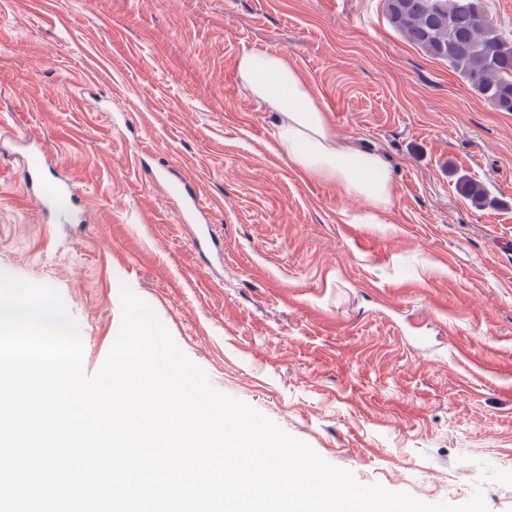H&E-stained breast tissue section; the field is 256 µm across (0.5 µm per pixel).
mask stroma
<instances>
[{"label":"stroma","instance_id":"obj_1","mask_svg":"<svg viewBox=\"0 0 512 512\" xmlns=\"http://www.w3.org/2000/svg\"><path fill=\"white\" fill-rule=\"evenodd\" d=\"M384 0H0V271L57 289L84 371L146 302L218 391L363 485L512 512V112L387 21ZM287 54L338 141L379 153L365 203L290 166L242 88ZM73 188L47 219L26 168ZM482 184L478 209L460 179ZM221 251L193 248L169 182ZM170 195L176 197L181 202L182 219L187 222L200 211L199 203L189 192V186L184 182H179L177 186L170 190Z\"/></svg>","mask_w":512,"mask_h":512}]
</instances>
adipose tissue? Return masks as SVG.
I'll return each mask as SVG.
<instances>
[{"instance_id":"ef3b65f1","label":"adipose tissue","mask_w":512,"mask_h":512,"mask_svg":"<svg viewBox=\"0 0 512 512\" xmlns=\"http://www.w3.org/2000/svg\"><path fill=\"white\" fill-rule=\"evenodd\" d=\"M245 91L276 115V137L288 161L306 176L336 183L340 193L362 199L366 223H381L391 204L386 162L374 152L338 142L323 107L286 54L242 51L236 62Z\"/></svg>"}]
</instances>
